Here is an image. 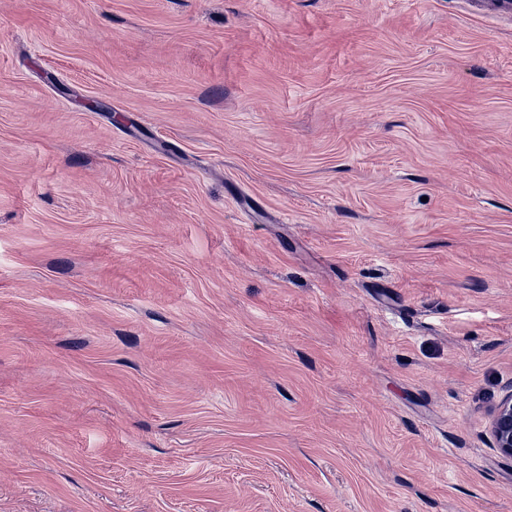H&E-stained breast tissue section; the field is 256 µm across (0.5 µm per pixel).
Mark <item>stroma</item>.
Wrapping results in <instances>:
<instances>
[{
	"label": "stroma",
	"mask_w": 512,
	"mask_h": 512,
	"mask_svg": "<svg viewBox=\"0 0 512 512\" xmlns=\"http://www.w3.org/2000/svg\"><path fill=\"white\" fill-rule=\"evenodd\" d=\"M0 0V512H512V16ZM489 432L497 451L502 456L512 458V393L505 396L495 408Z\"/></svg>",
	"instance_id": "35a3bbf8"
}]
</instances>
